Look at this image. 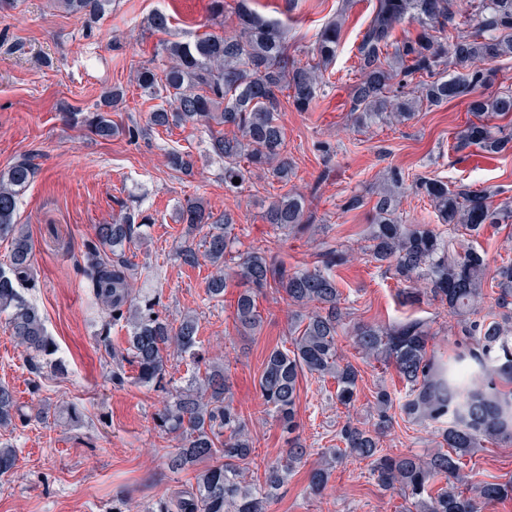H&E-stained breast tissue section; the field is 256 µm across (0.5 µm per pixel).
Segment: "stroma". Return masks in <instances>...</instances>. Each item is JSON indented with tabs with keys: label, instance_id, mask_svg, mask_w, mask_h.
<instances>
[{
	"label": "stroma",
	"instance_id": "obj_1",
	"mask_svg": "<svg viewBox=\"0 0 512 512\" xmlns=\"http://www.w3.org/2000/svg\"><path fill=\"white\" fill-rule=\"evenodd\" d=\"M376 0H255V8L288 29L289 53L307 61L324 26L336 14L343 24L328 82L308 111L285 106L279 122L294 175L288 184L253 178L236 193L224 187V164L209 151V135L201 127L158 130L131 142L122 135L103 140L85 129L66 125L62 107L89 110L112 85L126 91L114 122H146L150 100L136 83V72L152 60L160 34L144 22L162 10L170 15L172 39L187 41L203 33L224 35L236 24L232 14L217 18L211 0H112L93 31L83 19L66 13L56 0H16L0 11V170L34 157L38 174L21 197L18 216L30 227L38 285L26 298L43 316L66 364L61 375L34 379L25 354L0 317V382L13 387L25 417L0 432L18 450L14 474L0 480V512H112V501L128 500L135 512H147L159 499L195 485V470L172 472L166 457L174 440L155 427L153 416L165 392L126 381L109 380L112 360L98 346L101 310L73 268V250L93 237L94 227L111 223L123 207H138L155 222L144 229L130 250L145 265L140 282L155 295L159 309L177 320H198V338L207 363L229 366L233 404L247 421L257 457L249 480L262 483L266 461L284 455L287 435L265 407L259 378L267 354L291 345L294 323L283 294L267 290L258 300L263 316L260 332L238 331L233 321L236 286L223 301L208 299L205 284L213 268L208 262L187 267L175 256V241L185 226L178 207L199 197L214 217L231 213L236 248L270 250L289 270L319 266L329 249L346 252V263L333 267L344 299L348 327L392 325L407 318L426 322L439 358L453 355L461 337L446 307L420 298L410 304L403 286L370 262L367 244L372 192L385 170L396 167L406 178H435L449 185L495 191V203L512 197V149L494 158L458 148L456 136L470 118L465 101L417 113L408 121L354 128L349 120L350 92L357 80L356 47L375 9ZM191 153L193 176L168 164L172 151ZM297 189L322 219L316 235L272 229L263 213L274 197ZM364 205L344 210L352 195ZM338 347L359 369L354 410L336 400L330 378L302 376L297 421L308 455L289 475L270 503L269 512H402L405 501L384 490L366 462L340 460L327 489L310 494L308 476L323 449L337 445L336 432L347 417L370 422L369 407L379 386L401 390L393 368L368 361L356 352L348 332ZM82 417H65L68 406ZM57 419L37 420L40 409ZM439 445L433 427L397 421L382 439L388 452L426 453ZM465 473L477 479L512 476V442L486 444L463 460Z\"/></svg>",
	"mask_w": 512,
	"mask_h": 512
}]
</instances>
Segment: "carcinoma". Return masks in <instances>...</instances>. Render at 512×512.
<instances>
[{
    "label": "carcinoma",
    "instance_id": "1",
    "mask_svg": "<svg viewBox=\"0 0 512 512\" xmlns=\"http://www.w3.org/2000/svg\"><path fill=\"white\" fill-rule=\"evenodd\" d=\"M110 2L62 0V6L84 18L91 32ZM233 2L235 35L206 34L191 42L162 40L163 69L140 67L139 87L152 99L169 100L167 108H152L145 125L122 126L112 121L113 104L124 98L120 87L112 88L90 112L66 110V120L101 139L121 133L131 141L157 128L206 126L210 152L224 162L228 191L241 189L256 169L288 183L292 166L278 123L281 97L299 112L309 110L336 58L341 23L329 22L316 40L311 60L301 63L288 53L287 31L256 15L249 0ZM458 15L456 0H377L357 46L358 77L350 93L357 126L404 122L423 106L438 107L458 97L470 99L472 112H512V89L485 94L491 74L482 67L512 56V0H471V12L460 24ZM405 22L417 24L419 31L399 41L394 32ZM145 24L153 32L167 34L171 19L157 11ZM459 143L498 154L512 143V128L472 122L460 132ZM168 160L180 173H194L191 155L173 152ZM36 170V164L26 158L0 172V240L11 247L9 267L0 269V314L6 316L11 336L23 348L30 372L39 376L46 369L58 373L62 366L51 359L56 344L42 315L21 293L38 283L30 229L17 219L18 199ZM235 178L240 184L233 183ZM377 189L369 255L394 271L408 295L418 282H425L427 296L448 307L457 319L463 341L452 362L444 365L430 348L431 333L421 320L356 327L355 350L366 360L393 366L406 393L396 402L387 388H378L376 422L370 426L344 423L338 432L344 447L321 452V462L309 474L308 488L314 495L322 494L334 464L346 454L369 461L370 474L378 484L410 502L408 512H481L484 504L512 495V478L474 482L463 472V458L484 443L512 442V262L491 270L472 243L451 249L428 225L403 223L398 205L406 193L421 196L430 202L440 223L473 238L487 224L512 223V204L495 206L493 194L487 191L465 185L451 188L438 179L408 184L395 168L382 175ZM179 221L187 228L175 254L184 265L195 267L202 257L214 267L206 286L210 298L224 297L229 287L224 266L235 265L234 275L243 286L235 306L240 330L252 334L260 330L257 301L270 288L283 293L293 307L292 318L300 330L292 339V349H273L259 381L264 404L293 438L285 455L266 462L262 485L245 481L256 448L247 422L230 397L229 368L209 366L171 395L157 413V422L177 440L167 456L170 469L182 471L204 460L217 463L196 475L191 491L174 501L160 500L147 512H268L277 490L307 455L295 436L299 377L329 375L336 381L339 404L349 407L357 399L360 372L339 352L337 343L344 319L342 293L327 271L343 260V254L329 250L322 255L324 268L290 271L265 250H236L233 217L226 213L214 219L200 198L181 205ZM264 221L295 233L319 228L316 213L307 207L305 196L296 192L271 201ZM153 223L151 215L128 210L112 224L97 225L94 237L82 241L75 260L85 287L105 311L97 339L112 356L110 381L118 386L125 382L124 364L128 363L139 384L165 387L170 356L192 355L198 344L194 316H183L176 326L159 312L157 298L136 293L135 283L144 266L128 255V249L143 227ZM203 230L201 252L191 236ZM487 285L497 289L500 312L483 316ZM121 322L128 330L123 350L111 342L112 326ZM395 406L410 422H447L439 428L441 448L431 454L385 452L381 437L396 423ZM18 414L14 391L0 383V428L14 425ZM16 465L17 449L0 441V477L11 474ZM437 479L444 485L435 489Z\"/></svg>",
    "mask_w": 512,
    "mask_h": 512
}]
</instances>
